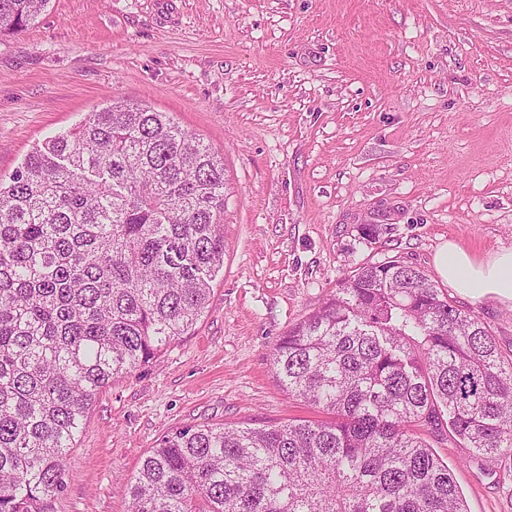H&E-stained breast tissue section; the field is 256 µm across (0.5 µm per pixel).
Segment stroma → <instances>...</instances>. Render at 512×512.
Listing matches in <instances>:
<instances>
[{"label":"stroma","instance_id":"stroma-1","mask_svg":"<svg viewBox=\"0 0 512 512\" xmlns=\"http://www.w3.org/2000/svg\"><path fill=\"white\" fill-rule=\"evenodd\" d=\"M116 94L223 155L224 264L191 335L96 396L44 512H125L176 430L322 419L272 355L363 264L512 250V0H50L0 36V177ZM448 297L512 357L511 304ZM426 439L468 512H512L511 461Z\"/></svg>","mask_w":512,"mask_h":512}]
</instances>
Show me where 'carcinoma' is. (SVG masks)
Masks as SVG:
<instances>
[{
    "label": "carcinoma",
    "instance_id": "cac0c4a2",
    "mask_svg": "<svg viewBox=\"0 0 512 512\" xmlns=\"http://www.w3.org/2000/svg\"><path fill=\"white\" fill-rule=\"evenodd\" d=\"M50 0H0V35ZM224 158L121 100L0 181V512H43L85 414L208 308L224 264ZM274 375L329 419L164 436L129 512H467L421 438L512 456V358L420 270L367 264L277 343Z\"/></svg>",
    "mask_w": 512,
    "mask_h": 512
}]
</instances>
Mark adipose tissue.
<instances>
[{
    "instance_id": "1",
    "label": "adipose tissue",
    "mask_w": 512,
    "mask_h": 512,
    "mask_svg": "<svg viewBox=\"0 0 512 512\" xmlns=\"http://www.w3.org/2000/svg\"><path fill=\"white\" fill-rule=\"evenodd\" d=\"M440 278L460 295L512 302V250L481 259L452 241L435 253Z\"/></svg>"
}]
</instances>
